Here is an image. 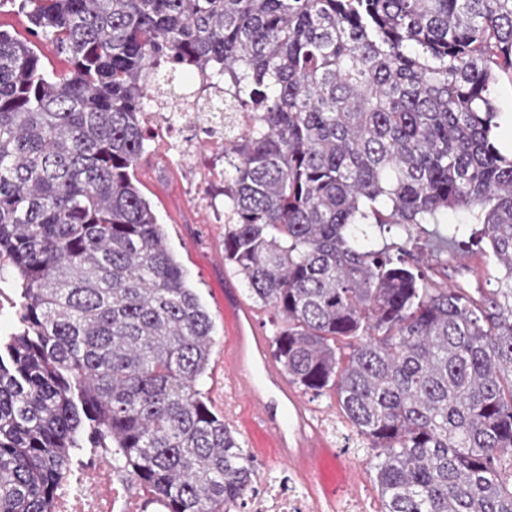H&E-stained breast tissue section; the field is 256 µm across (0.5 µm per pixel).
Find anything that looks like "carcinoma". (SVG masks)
Listing matches in <instances>:
<instances>
[{
    "label": "carcinoma",
    "instance_id": "obj_1",
    "mask_svg": "<svg viewBox=\"0 0 512 512\" xmlns=\"http://www.w3.org/2000/svg\"><path fill=\"white\" fill-rule=\"evenodd\" d=\"M0 512H49L87 448L160 512H239L253 456L197 382L213 321L135 171L142 113L224 115V261L288 382L334 395L383 512H512V0H0ZM204 93L172 99L177 75ZM463 210L496 287L412 230ZM402 243H363L365 225ZM453 265L456 271L450 269L448 272L451 275V277L448 276V279H446L448 285H453L455 281H474V278L477 277L485 288L495 287L493 276L497 273L495 272L494 262L491 257L485 259L475 253L463 254L459 258L457 265L455 263ZM488 273L493 276H488ZM488 277L491 278V285L487 283Z\"/></svg>",
    "mask_w": 512,
    "mask_h": 512
}]
</instances>
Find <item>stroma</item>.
Instances as JSON below:
<instances>
[{"label": "stroma", "mask_w": 512, "mask_h": 512, "mask_svg": "<svg viewBox=\"0 0 512 512\" xmlns=\"http://www.w3.org/2000/svg\"><path fill=\"white\" fill-rule=\"evenodd\" d=\"M194 171L187 158L172 151L162 152L153 142L137 178L164 228L172 252L184 266L190 285L214 322L208 370L198 383L204 401L239 432L244 447L254 457L257 480L289 476L304 484L309 496L320 506L362 496L374 512H379L381 500L374 475L367 472L363 453L349 446L351 433L341 423L335 399L324 397L309 404L325 451L310 472L305 473L279 461L272 438L250 423L245 403L231 395L225 371V349L230 340V324L224 314L225 288H234L240 300L251 304L265 334H272L274 326L270 311L254 303L240 276L225 265L224 227L213 223L210 200L188 196L185 184Z\"/></svg>", "instance_id": "obj_1"}]
</instances>
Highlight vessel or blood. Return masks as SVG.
Here are the masks:
<instances>
[{
	"label": "vessel or blood",
	"mask_w": 512,
	"mask_h": 512,
	"mask_svg": "<svg viewBox=\"0 0 512 512\" xmlns=\"http://www.w3.org/2000/svg\"><path fill=\"white\" fill-rule=\"evenodd\" d=\"M233 320L225 363L232 388L250 406L251 421L274 438L281 460L299 470L322 452L307 408L269 354V340L251 309L235 295L224 304Z\"/></svg>",
	"instance_id": "b4317fda"
}]
</instances>
